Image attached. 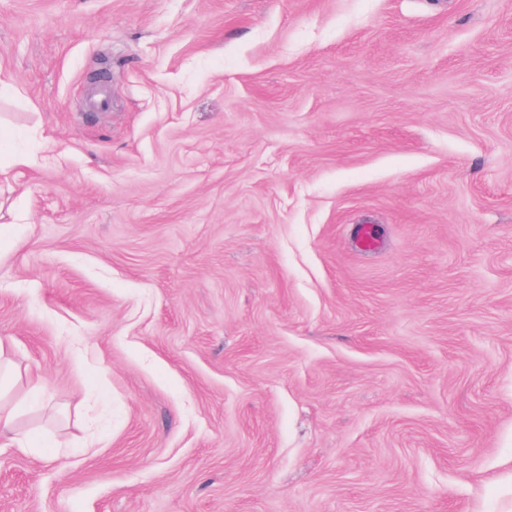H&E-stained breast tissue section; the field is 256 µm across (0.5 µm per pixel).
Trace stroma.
<instances>
[{
	"mask_svg": "<svg viewBox=\"0 0 512 512\" xmlns=\"http://www.w3.org/2000/svg\"><path fill=\"white\" fill-rule=\"evenodd\" d=\"M0 124V512H512V0H0ZM21 378L20 370L10 357L8 343L0 339V437L7 436L13 445L28 449L37 445L30 431H21L18 427L20 418L29 410L25 396H15Z\"/></svg>",
	"mask_w": 512,
	"mask_h": 512,
	"instance_id": "1",
	"label": "stroma"
}]
</instances>
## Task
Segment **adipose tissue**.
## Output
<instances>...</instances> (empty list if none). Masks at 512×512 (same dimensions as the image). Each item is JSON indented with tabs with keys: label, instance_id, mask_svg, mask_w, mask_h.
<instances>
[{
	"label": "adipose tissue",
	"instance_id": "ef3b65f1",
	"mask_svg": "<svg viewBox=\"0 0 512 512\" xmlns=\"http://www.w3.org/2000/svg\"><path fill=\"white\" fill-rule=\"evenodd\" d=\"M21 378L20 370L10 357L8 343L0 339V437H8L13 445L28 449L33 445V435L18 427L20 418L29 409L25 398L15 395Z\"/></svg>",
	"mask_w": 512,
	"mask_h": 512
}]
</instances>
